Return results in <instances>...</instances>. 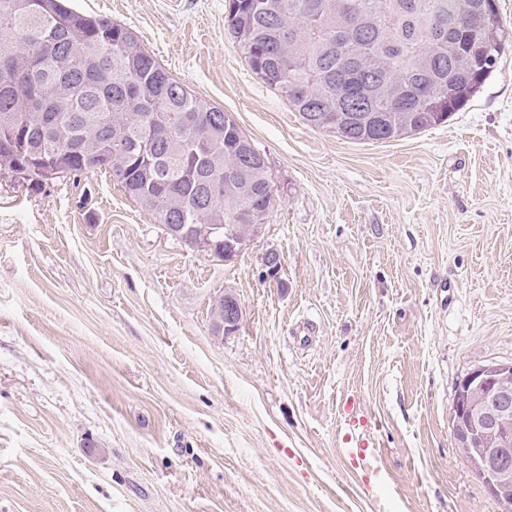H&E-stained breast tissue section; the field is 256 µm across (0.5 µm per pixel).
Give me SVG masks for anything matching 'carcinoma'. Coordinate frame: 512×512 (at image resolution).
Instances as JSON below:
<instances>
[{
  "mask_svg": "<svg viewBox=\"0 0 512 512\" xmlns=\"http://www.w3.org/2000/svg\"><path fill=\"white\" fill-rule=\"evenodd\" d=\"M224 29L301 118L369 142L447 122L512 48L496 0H226ZM342 92L369 116L351 131ZM245 142L131 28L68 0H0V174L39 187L49 172L105 170L158 223L236 236L274 203L267 165L243 166Z\"/></svg>",
  "mask_w": 512,
  "mask_h": 512,
  "instance_id": "1",
  "label": "carcinoma"
}]
</instances>
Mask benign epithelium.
<instances>
[{
    "instance_id": "1",
    "label": "benign epithelium",
    "mask_w": 512,
    "mask_h": 512,
    "mask_svg": "<svg viewBox=\"0 0 512 512\" xmlns=\"http://www.w3.org/2000/svg\"><path fill=\"white\" fill-rule=\"evenodd\" d=\"M260 225L221 240L219 228L196 238L192 247L226 262L238 257ZM217 333L238 330L243 310L237 297L226 292L213 300ZM450 423L458 449L472 459V469L487 492L498 502H512V364L491 363L473 371L460 385Z\"/></svg>"
}]
</instances>
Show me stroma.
<instances>
[{"label": "stroma", "mask_w": 512, "mask_h": 512, "mask_svg": "<svg viewBox=\"0 0 512 512\" xmlns=\"http://www.w3.org/2000/svg\"><path fill=\"white\" fill-rule=\"evenodd\" d=\"M72 4L230 115L275 203L224 262L107 172L0 175V512H500L449 417L468 373L512 363V52L447 123L358 144L251 71L224 0ZM350 397L379 490L340 454ZM212 316L216 332L229 334L238 330L243 310L237 297L225 292L213 300Z\"/></svg>", "instance_id": "obj_1"}]
</instances>
